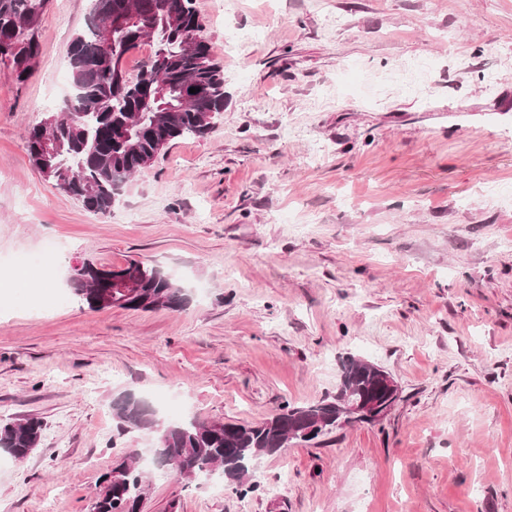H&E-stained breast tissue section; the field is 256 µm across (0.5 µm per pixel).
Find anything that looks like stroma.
I'll use <instances>...</instances> for the list:
<instances>
[{"label": "stroma", "instance_id": "35a3bbf8", "mask_svg": "<svg viewBox=\"0 0 512 512\" xmlns=\"http://www.w3.org/2000/svg\"><path fill=\"white\" fill-rule=\"evenodd\" d=\"M91 8L49 0L25 83L0 64V418L44 422L27 458L0 455V512H89L151 444L118 434L120 392L259 422L335 394L349 356L400 388L381 421L260 458L247 494L154 472L142 512H512V0H196L224 110L107 215L26 150ZM231 32L254 35L245 58ZM423 57L422 96L388 82ZM47 250L64 300L42 308L12 274ZM132 260L189 305L93 311L66 284Z\"/></svg>", "mask_w": 512, "mask_h": 512}]
</instances>
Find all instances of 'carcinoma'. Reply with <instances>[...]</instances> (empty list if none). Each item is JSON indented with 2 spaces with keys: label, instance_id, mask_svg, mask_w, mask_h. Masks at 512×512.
Returning <instances> with one entry per match:
<instances>
[{
  "label": "carcinoma",
  "instance_id": "1",
  "mask_svg": "<svg viewBox=\"0 0 512 512\" xmlns=\"http://www.w3.org/2000/svg\"><path fill=\"white\" fill-rule=\"evenodd\" d=\"M48 0H0V49H14L9 60L15 80L30 74L26 59L40 53L37 4ZM134 7L130 21L111 30L112 17ZM203 24L194 0H93L86 28L68 48L73 97L49 126L28 129L29 160L45 180L96 214H108L127 181L148 167L177 138L202 137L224 111V71L215 62L202 35ZM140 34L153 48L147 71L135 85H116L97 68L96 60L110 57L123 64L128 43ZM194 87L198 92L191 93ZM94 282L69 278L72 293L89 309L179 311L190 302L189 290L161 269L131 260L119 269L86 265ZM113 296L102 303L103 292ZM374 375L350 357L342 365L333 396L305 406L285 405L262 422L226 421L221 429L194 418L169 422L153 401L129 393L112 400L117 429L154 435L153 451L172 463L174 474L215 473L238 487L250 484L257 460L285 447L284 417L310 415L322 422L320 434L336 428L341 400L355 391H375ZM43 423L27 415L0 422V453L23 460L37 447ZM137 451L126 455L101 477L99 512H140L151 474L134 466Z\"/></svg>",
  "mask_w": 512,
  "mask_h": 512
}]
</instances>
